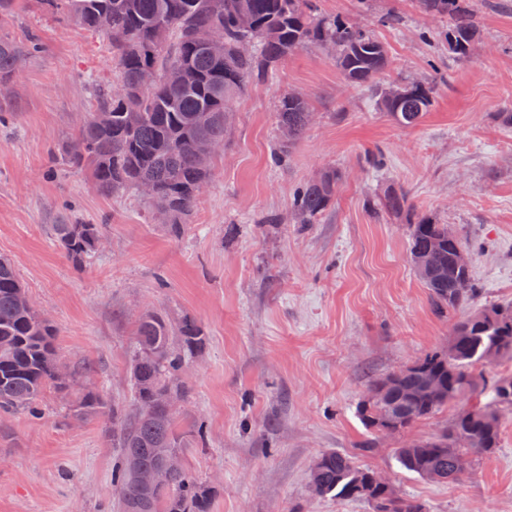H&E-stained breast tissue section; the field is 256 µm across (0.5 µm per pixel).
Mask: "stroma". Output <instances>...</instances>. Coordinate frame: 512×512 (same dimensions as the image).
Masks as SVG:
<instances>
[{"instance_id": "obj_1", "label": "stroma", "mask_w": 512, "mask_h": 512, "mask_svg": "<svg viewBox=\"0 0 512 512\" xmlns=\"http://www.w3.org/2000/svg\"><path fill=\"white\" fill-rule=\"evenodd\" d=\"M324 12L371 22L389 53L386 80L436 82L429 112L397 125L372 89L349 84L329 52L289 56L268 82L239 100L211 181L172 238L140 195H107L88 174L59 165L95 101L90 84L117 71L100 36L16 0L0 36L37 38L9 103L0 105V257L14 265L38 312L52 322L64 367L107 400L131 403L127 349L138 319L160 309L194 318L208 337L185 366L190 389L178 419L201 422L206 447L184 463L211 512H370L361 501L312 495L308 474L341 451L384 476L429 512H512V410L492 452L473 458L454 484L401 472L394 450L427 439L456 412L448 407L402 434L377 436L372 453L356 406L370 380L425 354L446 351L454 320L434 310L409 256V217L448 225L471 259L477 305L512 302V0H477L478 39L469 59L435 38L446 19L415 0H320ZM295 91L314 121L283 162L274 104ZM333 170L336 197L315 223L299 224L294 192ZM407 193L412 213L386 196ZM274 213L279 223L262 218ZM102 227L96 260L76 270L50 227L62 216ZM41 415L0 413V512H119L112 439L101 418L66 413L55 389Z\"/></svg>"}]
</instances>
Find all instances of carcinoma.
Segmentation results:
<instances>
[{"mask_svg": "<svg viewBox=\"0 0 512 512\" xmlns=\"http://www.w3.org/2000/svg\"><path fill=\"white\" fill-rule=\"evenodd\" d=\"M44 11L73 18L92 33H126V40L110 43L119 76L113 86H95V111L110 114L107 123L95 117L79 129L61 150L65 163L90 172L98 189L107 194L137 192L143 183L153 186L151 202L167 215L169 233L177 238L183 218L197 206L199 188L208 184L212 158L202 148L222 142L237 101L249 86L268 79L293 53L309 47L333 51L343 78L355 86H371L389 66L386 46L367 26L346 16L321 11L318 0H39ZM474 0H416L419 10L445 18L448 27L438 33L448 52L470 57L478 36ZM168 26L167 40L156 41L160 23ZM215 29L224 37V56L202 47L196 34ZM32 37L24 44L0 37V84L13 83L22 59L40 52ZM434 86L395 81L380 90L379 110L399 125L412 127L429 111ZM307 100L283 95L277 104L282 144L274 160L300 140L310 124ZM339 177L321 173L298 188L293 210L301 224H313L330 207ZM386 206L395 212L412 207L403 192H392ZM58 246L73 266H87L103 246L101 225L64 220L52 225ZM410 258L433 305L438 310L470 306L477 298L470 271L457 268L462 240L446 224L415 217L409 225ZM204 329L185 317L173 323L160 312H146L129 347L132 406L107 403L88 383L73 405L79 415H98L112 435L118 461L112 465V487L122 512H209L208 500L187 468L167 471L161 483L139 482L140 471L163 467L162 452L182 454L185 435L177 427V413L165 405L175 394L188 396L181 380L184 365L206 345ZM450 350L420 359L370 382L372 397L360 401L357 412L366 431L378 433V421L387 417L393 433L409 430L440 409L471 396H485L464 405L439 436L405 442L395 451L399 469L419 478L453 483L461 480L462 458L497 447L501 412L512 409V375L486 384L471 368L494 354L512 362V306L485 305L455 321ZM72 374L61 373L56 331L28 298L7 259H0V412L40 413L39 400L48 388L70 386ZM444 388L445 398L426 391L428 382ZM375 472L352 457L329 451L309 470V489L316 496L364 501L371 512H428L426 504L400 495L392 486L377 484Z\"/></svg>", "mask_w": 512, "mask_h": 512, "instance_id": "obj_1", "label": "carcinoma"}]
</instances>
